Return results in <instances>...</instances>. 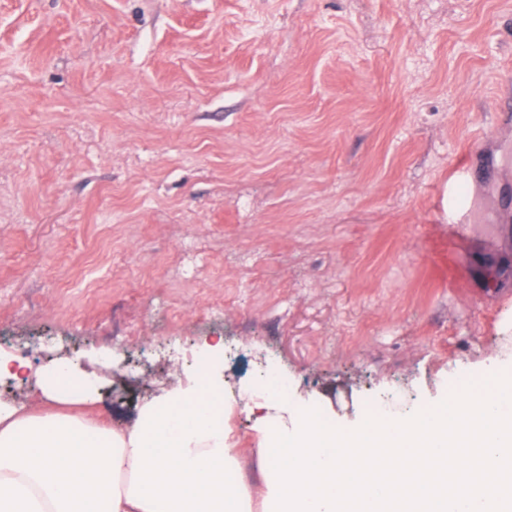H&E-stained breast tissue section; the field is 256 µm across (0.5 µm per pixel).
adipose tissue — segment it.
Here are the masks:
<instances>
[{"instance_id":"obj_1","label":"adipose tissue","mask_w":512,"mask_h":512,"mask_svg":"<svg viewBox=\"0 0 512 512\" xmlns=\"http://www.w3.org/2000/svg\"><path fill=\"white\" fill-rule=\"evenodd\" d=\"M223 349L126 427L74 411L96 400L94 375L66 361L39 372L43 412L0 401V512H512V353L487 369V386L342 430L269 379L253 404L251 487L224 481L241 462L235 406L214 374Z\"/></svg>"}]
</instances>
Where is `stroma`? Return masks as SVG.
I'll return each instance as SVG.
<instances>
[{
  "label": "stroma",
  "instance_id": "35a3bbf8",
  "mask_svg": "<svg viewBox=\"0 0 512 512\" xmlns=\"http://www.w3.org/2000/svg\"><path fill=\"white\" fill-rule=\"evenodd\" d=\"M511 318L512 0H0V353L106 424L219 336L226 396L404 417Z\"/></svg>",
  "mask_w": 512,
  "mask_h": 512
}]
</instances>
